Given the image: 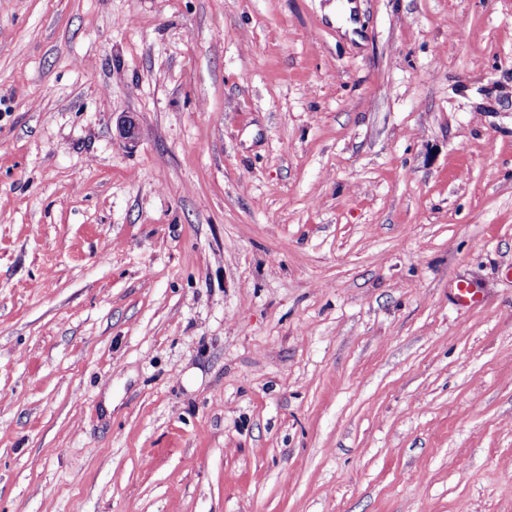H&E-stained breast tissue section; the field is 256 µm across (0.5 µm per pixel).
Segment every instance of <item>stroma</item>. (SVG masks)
Here are the masks:
<instances>
[{
    "mask_svg": "<svg viewBox=\"0 0 512 512\" xmlns=\"http://www.w3.org/2000/svg\"><path fill=\"white\" fill-rule=\"evenodd\" d=\"M0 512H512V0H0Z\"/></svg>",
    "mask_w": 512,
    "mask_h": 512,
    "instance_id": "stroma-1",
    "label": "stroma"
}]
</instances>
